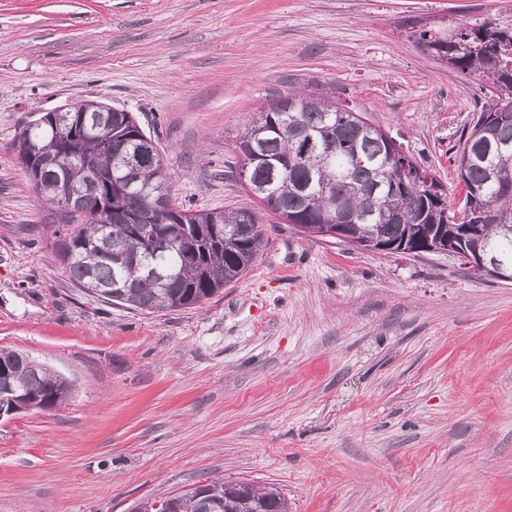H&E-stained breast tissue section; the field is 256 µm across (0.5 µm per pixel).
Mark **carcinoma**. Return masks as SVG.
I'll return each mask as SVG.
<instances>
[{"instance_id":"cac0c4a2","label":"carcinoma","mask_w":512,"mask_h":512,"mask_svg":"<svg viewBox=\"0 0 512 512\" xmlns=\"http://www.w3.org/2000/svg\"><path fill=\"white\" fill-rule=\"evenodd\" d=\"M419 40L461 72L488 76L496 89L459 149L457 178L465 191L459 207L392 137L365 136L361 113L321 94L288 92L295 112L283 111V95L272 98L239 135V145L258 138V156H240L238 176L262 207L308 236L320 235L343 212L356 218L347 233L357 241L404 243L395 251L412 252L440 230L450 232L445 215H457L480 225L479 242L491 258L512 266V28L428 29ZM55 139L53 123L34 119L19 143ZM99 170L112 172L111 188L91 186ZM25 173L54 211V252L70 280L129 309L160 312L209 300L250 267L263 241L260 213L250 208H181L161 215L149 235L132 223L155 195L169 193L166 164L133 113L109 104L86 113L78 153L49 164L31 159ZM60 177L80 194L75 216L55 194ZM17 353L0 348V382L27 396L22 411L51 410L72 397L66 377ZM176 500L179 512H207L192 495ZM224 512H285V498L270 487L251 494L232 486L224 489Z\"/></svg>"}]
</instances>
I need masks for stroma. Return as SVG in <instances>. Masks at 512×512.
Here are the masks:
<instances>
[{
  "label": "stroma",
  "mask_w": 512,
  "mask_h": 512,
  "mask_svg": "<svg viewBox=\"0 0 512 512\" xmlns=\"http://www.w3.org/2000/svg\"><path fill=\"white\" fill-rule=\"evenodd\" d=\"M487 22L512 27V0H0V347L73 385L0 419V512H133L215 478L289 512H512V283L267 211L219 296L111 305L68 279L16 150L36 113L102 101L155 138L178 205L254 209L239 132L278 94L329 92L456 202L492 84L412 31Z\"/></svg>",
  "instance_id": "obj_1"
}]
</instances>
